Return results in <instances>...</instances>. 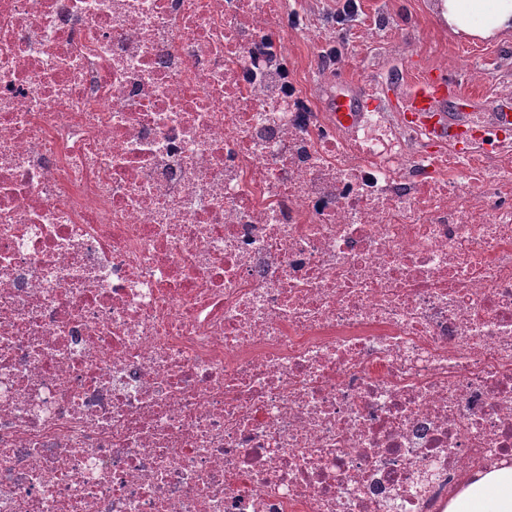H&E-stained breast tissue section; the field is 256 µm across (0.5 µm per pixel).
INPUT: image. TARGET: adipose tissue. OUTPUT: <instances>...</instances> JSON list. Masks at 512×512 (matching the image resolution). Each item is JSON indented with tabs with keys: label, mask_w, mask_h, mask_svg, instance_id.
Returning <instances> with one entry per match:
<instances>
[{
	"label": "adipose tissue",
	"mask_w": 512,
	"mask_h": 512,
	"mask_svg": "<svg viewBox=\"0 0 512 512\" xmlns=\"http://www.w3.org/2000/svg\"><path fill=\"white\" fill-rule=\"evenodd\" d=\"M439 10L451 32L488 39L512 33V0H441ZM448 512H512V468L483 475Z\"/></svg>",
	"instance_id": "adipose-tissue-1"
}]
</instances>
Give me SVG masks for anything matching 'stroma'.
Returning a JSON list of instances; mask_svg holds the SVG:
<instances>
[{
	"label": "stroma",
	"mask_w": 512,
	"mask_h": 512,
	"mask_svg": "<svg viewBox=\"0 0 512 512\" xmlns=\"http://www.w3.org/2000/svg\"><path fill=\"white\" fill-rule=\"evenodd\" d=\"M438 0H358L355 17L344 27L331 22L339 0H288L289 13L302 20H321L323 37L297 40L288 46V60L310 84L363 103L374 98L383 112H394L406 86L426 68L462 61L480 75L467 82L463 105L475 112L490 101L512 109V35L499 40H458L438 8ZM337 48L336 67L309 69L312 54L326 55Z\"/></svg>",
	"instance_id": "stroma-1"
}]
</instances>
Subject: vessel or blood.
<instances>
[{"instance_id":"b4317fda","label":"vessel or blood","mask_w":512,"mask_h":512,"mask_svg":"<svg viewBox=\"0 0 512 512\" xmlns=\"http://www.w3.org/2000/svg\"><path fill=\"white\" fill-rule=\"evenodd\" d=\"M455 80L446 70L433 67L405 90L398 110L410 123L439 125L448 94L455 87Z\"/></svg>"}]
</instances>
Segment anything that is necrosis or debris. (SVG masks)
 <instances>
[{
  "label": "necrosis or debris",
  "instance_id": "obj_1",
  "mask_svg": "<svg viewBox=\"0 0 512 512\" xmlns=\"http://www.w3.org/2000/svg\"><path fill=\"white\" fill-rule=\"evenodd\" d=\"M280 0H0V512H448L512 467V121L337 122Z\"/></svg>",
  "mask_w": 512,
  "mask_h": 512
}]
</instances>
